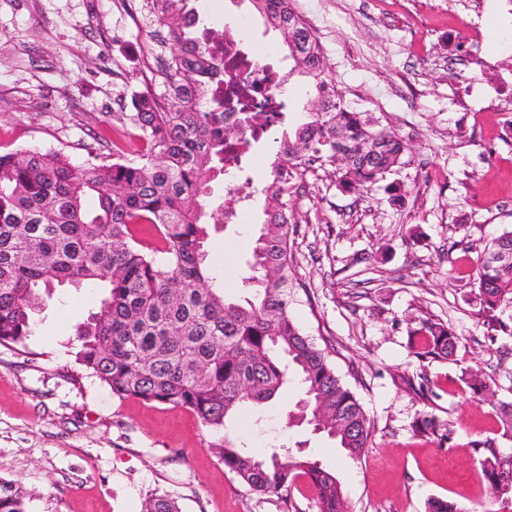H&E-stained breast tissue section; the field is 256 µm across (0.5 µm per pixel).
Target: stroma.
Segmentation results:
<instances>
[{
    "instance_id": "35a3bbf8",
    "label": "stroma",
    "mask_w": 512,
    "mask_h": 512,
    "mask_svg": "<svg viewBox=\"0 0 512 512\" xmlns=\"http://www.w3.org/2000/svg\"><path fill=\"white\" fill-rule=\"evenodd\" d=\"M220 38L228 25L279 56L287 49L251 0H189ZM317 38L346 102L409 145L384 183L339 189L331 167L306 169L288 204L296 225L290 312L336 351L338 373L375 425L360 459L304 424L289 422L288 387L237 416L233 438L259 455L285 445L335 471L347 512H426L433 498L481 512L473 444L512 458L500 407L512 403V336L489 340L475 271L486 245L512 228V99L492 101L485 61L512 81V0H293ZM175 47L154 23V0H0V153L53 148L74 161L86 145L111 154L128 139L132 93L165 90ZM287 120L248 162L255 195L240 224L211 229L209 262L227 297L242 296L268 204L262 187L285 133L315 98L291 74ZM97 288L56 287L44 297L29 355L0 347V478L18 481L27 512H143L164 495L178 512H317L305 479L260 497L224 468L214 435L189 410L119 399L75 371V331L100 304ZM424 319L458 338L453 360H422L409 334ZM483 373L493 396L473 398L463 371ZM426 378L427 395L412 381ZM451 431L418 435L422 414Z\"/></svg>"
}]
</instances>
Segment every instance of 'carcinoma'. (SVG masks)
I'll return each mask as SVG.
<instances>
[{
	"mask_svg": "<svg viewBox=\"0 0 512 512\" xmlns=\"http://www.w3.org/2000/svg\"><path fill=\"white\" fill-rule=\"evenodd\" d=\"M157 21L177 51L165 72V93L132 97L123 115L140 147L113 159L86 148L72 160L56 150L0 154V346L31 335L42 294L55 285L103 289L97 312L76 329L75 361L120 399L185 408L218 436L224 468L260 495L288 490L304 477L317 512H346L336 473L303 455L272 451L259 458L226 434L244 409L271 402L291 382L299 388L300 419L357 459L374 433L355 392L336 373L329 353L292 317L294 287L288 196L307 162L336 168L344 188L368 192L403 164L407 143L350 107L335 91L320 46L292 0H252L284 36L289 56L312 80L311 112L281 141L271 181L272 201L256 239L244 301L212 285L206 243L218 209L205 212L207 180L236 177L226 142L242 131L224 124V98L211 81L223 66L198 37L187 0H155ZM476 299L487 335H512L499 316L512 303V230L484 250ZM414 354L450 360L457 336L447 325L421 323ZM463 382L475 395L490 391L478 372ZM417 432L440 436L439 420L422 416ZM488 501L512 500V460L493 451L478 458ZM26 494L0 479V512H26ZM145 512H178L164 496Z\"/></svg>",
	"mask_w": 512,
	"mask_h": 512,
	"instance_id": "1",
	"label": "carcinoma"
}]
</instances>
